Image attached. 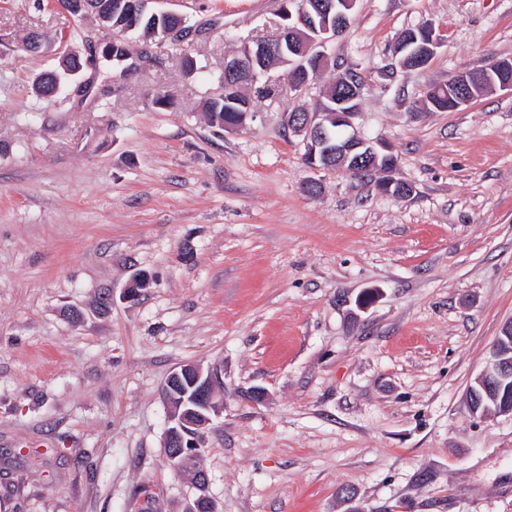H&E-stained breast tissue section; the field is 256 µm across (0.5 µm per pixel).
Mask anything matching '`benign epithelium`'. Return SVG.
I'll return each instance as SVG.
<instances>
[{"label": "benign epithelium", "mask_w": 512, "mask_h": 512, "mask_svg": "<svg viewBox=\"0 0 512 512\" xmlns=\"http://www.w3.org/2000/svg\"><path fill=\"white\" fill-rule=\"evenodd\" d=\"M356 0H321L315 10H298L296 22L285 25L280 37L254 50L247 48L232 57L224 58V80L227 85L238 87L253 82L265 73V66L257 62L270 57H288L291 72L305 74V82L317 77L327 59V44L333 41L348 26L350 17L343 10ZM442 38L430 25L420 26L415 31H405L397 41V52L403 54L401 66L408 70L423 68L440 47ZM512 92V59H497L490 66L458 74L448 80V98L459 109L475 99V89ZM361 96V88L354 86L349 74L336 78V110L306 113L303 123L296 125V134L303 137L302 143L308 158L307 166L320 170L323 163L335 162V169L346 174L357 173L363 166L378 163L382 153L389 147L379 143L370 144L354 135L330 146L328 127L331 123L352 125L356 109L354 101ZM503 336L497 340L487 367L474 379L469 388L470 408L473 413H485L489 405L477 400L475 389H481L485 398L494 402L495 412L512 416V322L502 329ZM223 386L214 368H203L199 364L182 365L169 375L164 385V394L172 406L170 426L165 432V450L173 467L188 471L206 447L203 432L219 415Z\"/></svg>", "instance_id": "1"}]
</instances>
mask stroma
Segmentation results:
<instances>
[{
	"label": "stroma",
	"instance_id": "obj_1",
	"mask_svg": "<svg viewBox=\"0 0 512 512\" xmlns=\"http://www.w3.org/2000/svg\"><path fill=\"white\" fill-rule=\"evenodd\" d=\"M281 4L155 0L202 33L126 34L123 71L95 17L0 0V512H512V417L466 401L512 320V93L423 106L512 58V0H357L317 80L244 86L253 115L225 130L224 59L277 36ZM428 23L429 64L385 80ZM69 52L95 59L88 92L41 97ZM347 68L408 196L304 163L286 115ZM192 363L224 384L202 487L164 450L162 387Z\"/></svg>",
	"mask_w": 512,
	"mask_h": 512
}]
</instances>
